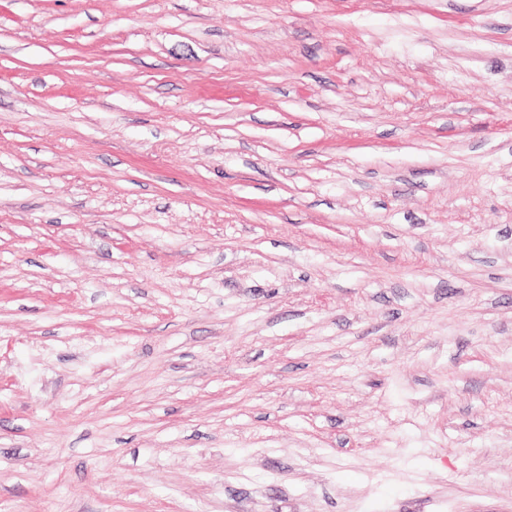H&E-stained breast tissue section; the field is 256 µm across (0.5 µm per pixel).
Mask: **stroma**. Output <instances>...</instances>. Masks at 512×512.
<instances>
[{"mask_svg":"<svg viewBox=\"0 0 512 512\" xmlns=\"http://www.w3.org/2000/svg\"><path fill=\"white\" fill-rule=\"evenodd\" d=\"M0 512H512V0H0Z\"/></svg>","mask_w":512,"mask_h":512,"instance_id":"35a3bbf8","label":"stroma"}]
</instances>
